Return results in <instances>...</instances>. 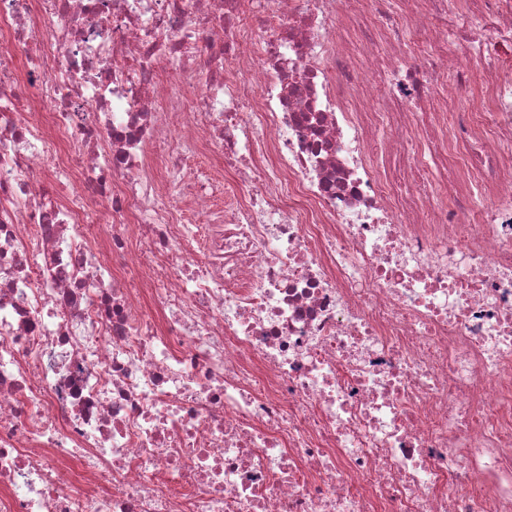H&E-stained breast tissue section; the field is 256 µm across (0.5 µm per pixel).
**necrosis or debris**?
<instances>
[{
    "instance_id": "necrosis-or-debris-1",
    "label": "necrosis or debris",
    "mask_w": 512,
    "mask_h": 512,
    "mask_svg": "<svg viewBox=\"0 0 512 512\" xmlns=\"http://www.w3.org/2000/svg\"><path fill=\"white\" fill-rule=\"evenodd\" d=\"M366 3L0 0V512H512V0ZM466 71L468 77L462 87L460 103L456 108L458 112H455V114L449 117V122L467 118L473 113L477 102H480V97L482 96L480 85L481 63L477 60H472Z\"/></svg>"
}]
</instances>
